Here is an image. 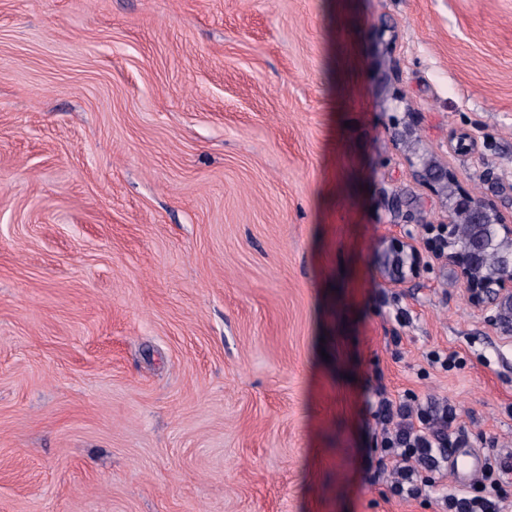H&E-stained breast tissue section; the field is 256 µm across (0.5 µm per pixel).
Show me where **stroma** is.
I'll return each instance as SVG.
<instances>
[{
	"mask_svg": "<svg viewBox=\"0 0 512 512\" xmlns=\"http://www.w3.org/2000/svg\"><path fill=\"white\" fill-rule=\"evenodd\" d=\"M423 154L512 211V0H0V512H444L381 391L512 479V332ZM397 81L398 73L395 64L383 70L381 80L377 84V93L383 100L390 101L391 103H402L403 97L396 87ZM449 258L451 261L460 269L461 275L466 280L468 288H472L477 299H480L481 294L484 292V288L487 287L484 282H480L472 276L470 262L465 253L456 250L451 253Z\"/></svg>",
	"mask_w": 512,
	"mask_h": 512,
	"instance_id": "1",
	"label": "stroma"
}]
</instances>
